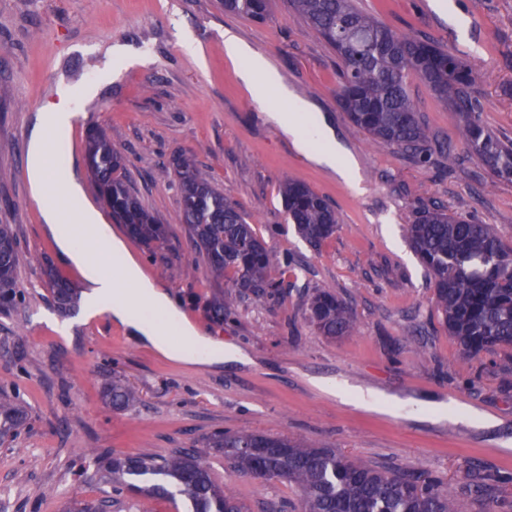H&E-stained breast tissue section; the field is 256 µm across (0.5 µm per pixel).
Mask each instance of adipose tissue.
Wrapping results in <instances>:
<instances>
[{"label": "adipose tissue", "instance_id": "obj_1", "mask_svg": "<svg viewBox=\"0 0 512 512\" xmlns=\"http://www.w3.org/2000/svg\"><path fill=\"white\" fill-rule=\"evenodd\" d=\"M224 53L242 63V76L254 100L263 102L272 94L287 99V106L273 111L271 118L292 136L299 150L310 152L316 163L351 179L352 165L340 152L331 131L313 120L308 104L288 100L264 57L229 31L224 34ZM91 92L88 86L61 87L58 104L41 112L28 144L32 194L45 222L53 225L62 252L83 269L92 288L89 310L109 312L136 338L147 341L171 360L210 365L237 360V353L225 351L223 344L201 335L185 321L170 296L142 275L124 244L112 237L100 213L87 202L70 168L58 170L51 165L46 133H54L60 152H68L75 118L71 105Z\"/></svg>", "mask_w": 512, "mask_h": 512}]
</instances>
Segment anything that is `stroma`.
<instances>
[{
    "label": "stroma",
    "mask_w": 512,
    "mask_h": 512,
    "mask_svg": "<svg viewBox=\"0 0 512 512\" xmlns=\"http://www.w3.org/2000/svg\"><path fill=\"white\" fill-rule=\"evenodd\" d=\"M458 31L434 0H355L401 32L468 60L486 126L512 139V0H457ZM232 31L275 66L289 95L325 116L353 164V182L300 153L255 102L238 64L224 54ZM204 56L187 54L183 40ZM335 51L288 0L258 21L225 13L219 0H0V224L12 225L23 260V301L0 313V384L14 385L29 424L0 445V512H62L68 501L103 497L96 454L166 456L202 447L218 430L313 442L349 457L440 475L459 512H512V484L483 503L463 490L471 469L512 472V348L462 354L449 338L428 273L405 233L439 205L494 227L512 242V180H494L468 155L459 118L417 77L407 89L419 120L462 158L420 160L375 144L336 98ZM93 85L74 105L70 159L77 182L122 239L144 275L167 291L201 333L242 350L247 362L218 367L172 361L131 337L108 314L64 313L44 285L54 268L78 291L81 270L60 252L32 198L27 146L42 109L63 85ZM105 129L125 158L143 205L168 228L146 249L105 213L85 160L89 128ZM193 154L201 171L247 217L275 257L291 255L280 299L239 303L223 321L209 313L225 290L177 220L169 166ZM307 183L336 212L320 247L286 221V179ZM316 288L356 319L348 336L320 335L304 316ZM123 379L137 400L109 406L103 391ZM378 398L370 410L362 398ZM217 484L248 512L269 502L299 505L297 488L235 472L210 458Z\"/></svg>",
    "instance_id": "stroma-1"
}]
</instances>
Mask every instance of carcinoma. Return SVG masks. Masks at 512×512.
Wrapping results in <instances>:
<instances>
[{
  "mask_svg": "<svg viewBox=\"0 0 512 512\" xmlns=\"http://www.w3.org/2000/svg\"><path fill=\"white\" fill-rule=\"evenodd\" d=\"M336 51L337 100L351 121L374 142L413 156L434 150L448 156V168L460 158L418 119L407 91L413 74L438 98L449 103L463 122V138L471 157L493 179L512 178V140H504L483 123L475 96L477 73L466 59L430 39L404 35L378 17L358 10L353 0H289ZM224 10L252 19L265 18L270 0H223ZM88 166L112 216L127 235L149 249L164 240L167 228L140 202L119 175L125 163L108 134L92 128L86 136ZM181 195L179 220L187 225L194 246L204 255L210 273L227 281L215 296L211 314L221 320L240 300L264 303L279 294L281 282L272 275L274 257L246 216L224 197L194 160L172 159ZM282 200L297 234L317 247L336 231V213L306 183L288 179ZM411 248L426 267L437 309L448 336L468 354L496 345L512 347V245L488 224L437 207L408 225ZM21 253L11 225H0V310L17 303ZM46 284L58 309L67 312L78 291L53 269ZM306 319L324 336L349 335L355 321L343 303L327 290H318L307 303ZM115 410L133 403L134 393L114 380L104 392ZM27 412L16 391L0 385V440L17 436ZM220 455L239 473L266 476L296 486L301 512H457L442 478L416 471L392 469L353 460L332 448L288 437L261 433L217 431L205 449H178L167 457L145 455L95 458L112 494L92 502L71 503L66 512H106L112 496L128 491L155 499L190 502V512H246L228 488L211 477L209 455ZM512 473L474 472L466 491L481 501Z\"/></svg>",
  "mask_w": 512,
  "mask_h": 512,
  "instance_id": "1",
  "label": "carcinoma"
}]
</instances>
